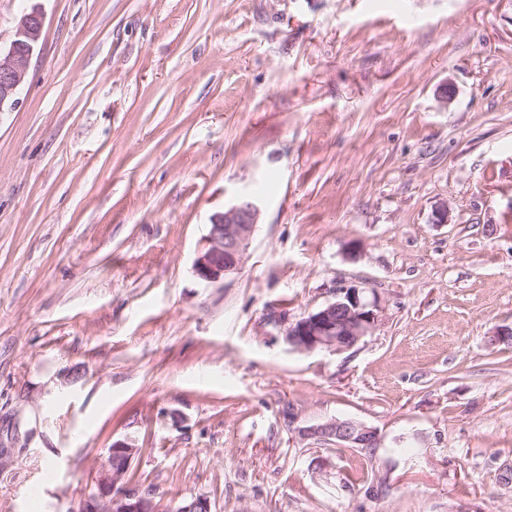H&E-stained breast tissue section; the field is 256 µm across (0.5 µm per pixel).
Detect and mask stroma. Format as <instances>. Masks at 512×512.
<instances>
[{
	"mask_svg": "<svg viewBox=\"0 0 512 512\" xmlns=\"http://www.w3.org/2000/svg\"><path fill=\"white\" fill-rule=\"evenodd\" d=\"M30 5L0 114V512H67L125 436L162 512H512V0H0L1 46ZM242 195L243 266L205 284ZM349 286L372 334L292 350ZM332 418L379 447L298 433ZM43 26L41 11L32 6L20 16L8 47L2 49L0 46V114L11 111L17 103L15 96L27 81L29 65L38 50ZM260 208L250 196H240L209 224L193 269L208 284L224 283L241 269L250 247Z\"/></svg>",
	"mask_w": 512,
	"mask_h": 512,
	"instance_id": "obj_1",
	"label": "stroma"
}]
</instances>
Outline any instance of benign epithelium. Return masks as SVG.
I'll return each instance as SVG.
<instances>
[{
    "label": "benign epithelium",
    "mask_w": 512,
    "mask_h": 512,
    "mask_svg": "<svg viewBox=\"0 0 512 512\" xmlns=\"http://www.w3.org/2000/svg\"><path fill=\"white\" fill-rule=\"evenodd\" d=\"M41 11L33 6L24 11L8 47L0 48V113L11 111L16 94L27 81L29 65L43 32ZM260 208L255 199L241 196L209 224L198 249L193 269L208 284L222 283L241 269L250 247ZM381 321L376 302L365 300L354 287L335 291L333 301L288 324L285 341L299 352H340L355 346ZM303 438L334 440L344 448H376L378 434L372 427L353 419H330L299 429ZM139 454L129 437L112 442L87 492L68 512H158L153 495L127 480L132 460ZM125 460V468H112V457Z\"/></svg>",
    "instance_id": "obj_1"
}]
</instances>
